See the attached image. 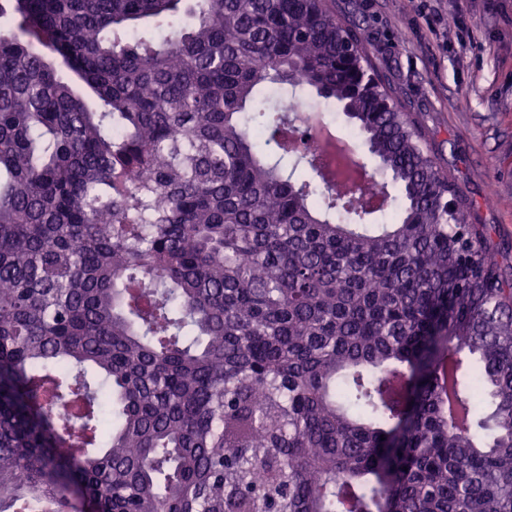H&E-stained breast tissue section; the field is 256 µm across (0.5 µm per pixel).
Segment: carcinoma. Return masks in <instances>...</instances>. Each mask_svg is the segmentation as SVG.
<instances>
[{
  "label": "carcinoma",
  "instance_id": "carcinoma-1",
  "mask_svg": "<svg viewBox=\"0 0 512 512\" xmlns=\"http://www.w3.org/2000/svg\"><path fill=\"white\" fill-rule=\"evenodd\" d=\"M9 15L0 512H512V276L328 0ZM306 88L389 208L294 180ZM324 105L322 103H316L314 104L312 100L303 97L301 95H295L291 96L287 100V109L288 116L292 118V116L289 115V112H291L292 115H294L300 122H306L311 118L312 112H325L324 111Z\"/></svg>",
  "mask_w": 512,
  "mask_h": 512
}]
</instances>
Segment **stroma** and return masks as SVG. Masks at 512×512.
I'll return each instance as SVG.
<instances>
[{
	"label": "stroma",
	"mask_w": 512,
	"mask_h": 512,
	"mask_svg": "<svg viewBox=\"0 0 512 512\" xmlns=\"http://www.w3.org/2000/svg\"><path fill=\"white\" fill-rule=\"evenodd\" d=\"M362 32L401 111L491 229L512 273V0H435L429 27L417 0H329Z\"/></svg>",
	"instance_id": "stroma-1"
}]
</instances>
